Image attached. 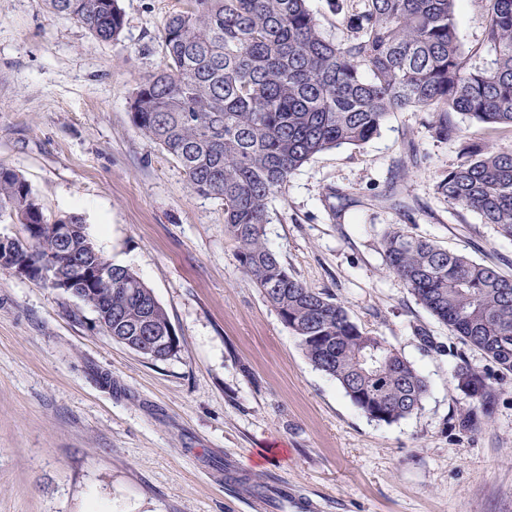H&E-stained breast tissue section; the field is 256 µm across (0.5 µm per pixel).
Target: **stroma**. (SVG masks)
I'll return each instance as SVG.
<instances>
[{
  "label": "stroma",
  "mask_w": 512,
  "mask_h": 512,
  "mask_svg": "<svg viewBox=\"0 0 512 512\" xmlns=\"http://www.w3.org/2000/svg\"><path fill=\"white\" fill-rule=\"evenodd\" d=\"M120 6L123 30L104 43L43 0H0V164L47 218L82 216L96 247L141 276L179 350L148 360L77 298L0 270V512H253L224 480L231 460L267 486V512H512V376L419 305L381 250L403 224L512 275V240L435 192L458 143L435 138L427 113L396 112L366 145L315 155L268 205L265 241L291 273L426 378L420 411L377 422L243 274L221 200L192 192L132 123L183 0ZM456 19L472 67H488L479 0H457ZM404 171L408 192L386 201ZM464 363L486 376L490 416L457 386Z\"/></svg>",
  "instance_id": "stroma-1"
}]
</instances>
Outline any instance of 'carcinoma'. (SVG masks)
<instances>
[{
    "mask_svg": "<svg viewBox=\"0 0 512 512\" xmlns=\"http://www.w3.org/2000/svg\"><path fill=\"white\" fill-rule=\"evenodd\" d=\"M97 39H118L119 0H47ZM457 0H326L348 32L323 35L308 0H184L163 24L165 63L139 84L133 125L184 170L190 189L224 204V232L236 260L297 338L312 365L336 380L370 419L391 424L421 410L426 379L381 336L363 331L347 308L307 287L264 241L268 203L313 156L360 147L394 112H427L431 133L463 144L436 193L478 214L512 240V144L475 142L456 117L512 130V0H480L492 66L474 69L459 43ZM19 224L16 254L60 275L78 259L109 280L79 279L65 293L91 306L112 340L155 361L175 355L171 326L153 291L112 264L76 214L54 220L27 180L0 165V222ZM31 224L41 228L34 232ZM386 270L440 323L512 374V276L393 224L382 239ZM152 336L147 344L143 337ZM458 388L481 406L485 377L464 365Z\"/></svg>",
    "mask_w": 512,
    "mask_h": 512,
    "instance_id": "1",
    "label": "carcinoma"
}]
</instances>
